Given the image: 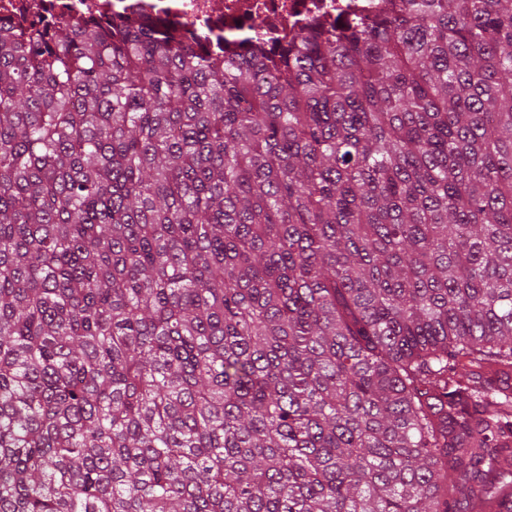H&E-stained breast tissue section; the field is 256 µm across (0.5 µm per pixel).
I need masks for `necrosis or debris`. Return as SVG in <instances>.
I'll return each mask as SVG.
<instances>
[{"mask_svg":"<svg viewBox=\"0 0 512 512\" xmlns=\"http://www.w3.org/2000/svg\"><path fill=\"white\" fill-rule=\"evenodd\" d=\"M393 0H0V24H40L63 16H101L164 23L198 44L238 51L242 41L272 51L298 33L335 26L354 16L380 14Z\"/></svg>","mask_w":512,"mask_h":512,"instance_id":"necrosis-or-debris-1","label":"necrosis or debris"}]
</instances>
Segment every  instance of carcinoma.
I'll list each match as a JSON object with an SVG mask.
<instances>
[{"label": "carcinoma", "mask_w": 512, "mask_h": 512, "mask_svg": "<svg viewBox=\"0 0 512 512\" xmlns=\"http://www.w3.org/2000/svg\"><path fill=\"white\" fill-rule=\"evenodd\" d=\"M0 512H512V0L0 31Z\"/></svg>", "instance_id": "carcinoma-1"}]
</instances>
